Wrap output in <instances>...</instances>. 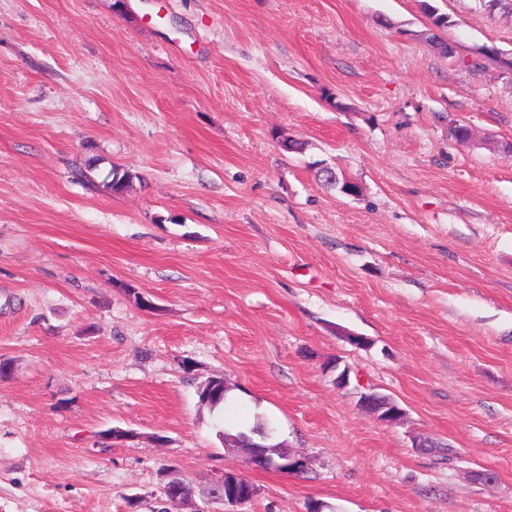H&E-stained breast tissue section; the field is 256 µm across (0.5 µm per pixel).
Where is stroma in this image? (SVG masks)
<instances>
[{
	"instance_id": "1",
	"label": "stroma",
	"mask_w": 512,
	"mask_h": 512,
	"mask_svg": "<svg viewBox=\"0 0 512 512\" xmlns=\"http://www.w3.org/2000/svg\"><path fill=\"white\" fill-rule=\"evenodd\" d=\"M433 4L452 56L420 0H0V512H512V14ZM217 378L218 379L210 380L206 389L201 390L202 387L199 385L197 386V396L199 403L204 396L208 395V402L206 404H202V406L209 408L210 411H214L221 406L224 408V400L226 401V395L231 396L232 394L231 392L228 393L230 388L224 379L219 377ZM360 397L361 405L376 414L380 420L387 423H396L401 420L403 409L390 398L373 390L362 393ZM254 420L249 424L247 421H241L239 424H237L236 431H238L236 434H231L229 431L226 430H219V435L223 437L224 443L226 447L228 448H251L253 447L252 444H250L247 440V434L251 435L249 433L250 427L253 426ZM266 426L265 424H256L254 427L250 429L252 433L258 429L263 428ZM247 434H246V433ZM252 436V435H251Z\"/></svg>"
}]
</instances>
